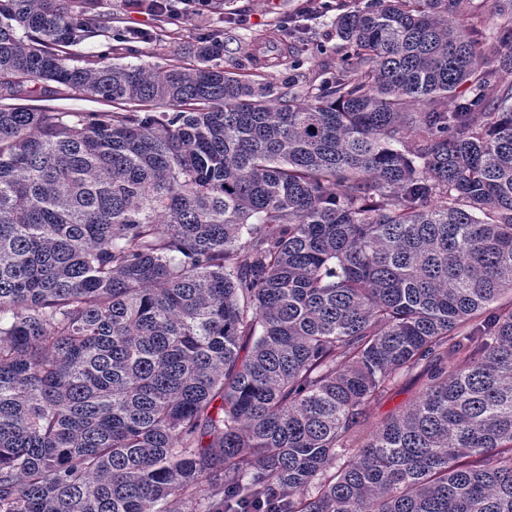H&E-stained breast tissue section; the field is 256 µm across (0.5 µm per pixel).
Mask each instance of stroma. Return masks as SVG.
<instances>
[{
    "label": "stroma",
    "instance_id": "1",
    "mask_svg": "<svg viewBox=\"0 0 512 512\" xmlns=\"http://www.w3.org/2000/svg\"><path fill=\"white\" fill-rule=\"evenodd\" d=\"M339 0H206L199 11L183 9L177 20L159 15L153 0H102L112 15V29L75 46L76 63L107 57L113 62L164 70L193 60L202 40L220 41L224 49L218 59L225 69L249 68V55L259 60L275 57L288 36L289 20H296L300 35L292 39L295 54L306 69L335 70L340 57L331 21ZM20 105L70 112H109L111 103L58 90L56 84L35 85L20 97ZM423 385L421 378L399 380L367 411V428L407 409Z\"/></svg>",
    "mask_w": 512,
    "mask_h": 512
}]
</instances>
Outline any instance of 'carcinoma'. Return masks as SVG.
<instances>
[{"label":"carcinoma","instance_id":"1","mask_svg":"<svg viewBox=\"0 0 512 512\" xmlns=\"http://www.w3.org/2000/svg\"><path fill=\"white\" fill-rule=\"evenodd\" d=\"M465 2L349 0L285 90L0 0V97L117 108L0 106V512H512V0ZM29 84L28 93L17 99H1L2 105H23L51 108L70 112H113L117 111L110 102L98 101L59 90L55 83ZM47 89V91H45ZM60 91V92H58ZM424 382V377L418 378L412 375L402 378L393 385L379 401L367 408V431H371L392 414L407 409L418 396Z\"/></svg>","mask_w":512,"mask_h":512}]
</instances>
